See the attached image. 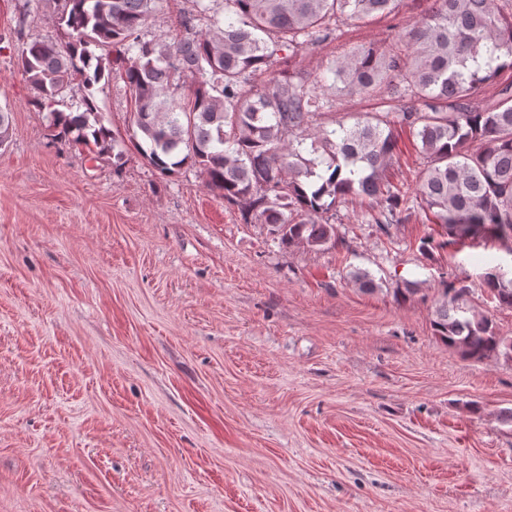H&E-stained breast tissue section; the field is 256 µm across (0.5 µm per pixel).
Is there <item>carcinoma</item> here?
<instances>
[{
  "label": "carcinoma",
  "instance_id": "cac0c4a2",
  "mask_svg": "<svg viewBox=\"0 0 512 512\" xmlns=\"http://www.w3.org/2000/svg\"><path fill=\"white\" fill-rule=\"evenodd\" d=\"M54 18L67 41L23 46L19 65L33 106L48 112L51 140L82 146L119 174L134 148L163 177L199 169L206 187L266 224L285 247L336 243L323 215L355 198L378 207L374 223L390 229L416 210L441 227L443 240L419 249L488 239L512 240V82L481 96L512 69V8L499 0H429L400 36L404 52L373 44L338 56L311 87L280 78L274 66L335 38L333 24L391 14L400 0H195L209 22L168 42L144 31L161 0H63ZM120 70L134 96L132 133L120 140L99 111L95 92ZM268 78L259 85L251 79ZM83 94L70 103L75 80ZM387 84L409 102L393 112L359 115L354 123L312 129L327 92L368 99ZM407 128L427 159L411 185L387 172ZM490 298L512 309V278L500 268L483 276ZM467 288L441 292L432 328L448 347L481 361L512 360V338L468 306Z\"/></svg>",
  "mask_w": 512,
  "mask_h": 512
}]
</instances>
